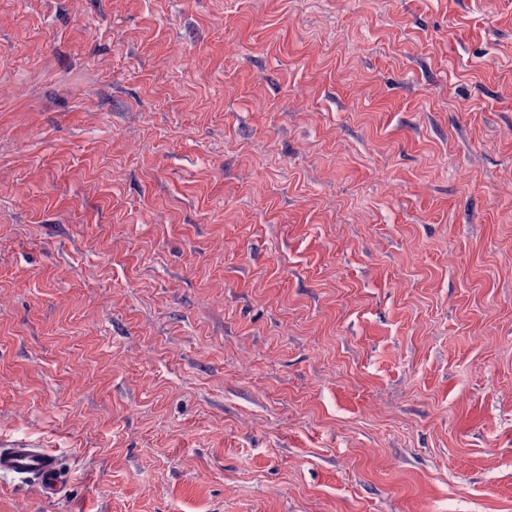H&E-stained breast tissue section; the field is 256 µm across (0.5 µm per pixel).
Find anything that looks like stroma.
<instances>
[{"mask_svg":"<svg viewBox=\"0 0 512 512\" xmlns=\"http://www.w3.org/2000/svg\"><path fill=\"white\" fill-rule=\"evenodd\" d=\"M0 512H512V0H0ZM0 472L32 475L40 481L48 494L62 492L59 481L57 460L43 448L28 444H15L0 448Z\"/></svg>","mask_w":512,"mask_h":512,"instance_id":"35a3bbf8","label":"stroma"}]
</instances>
